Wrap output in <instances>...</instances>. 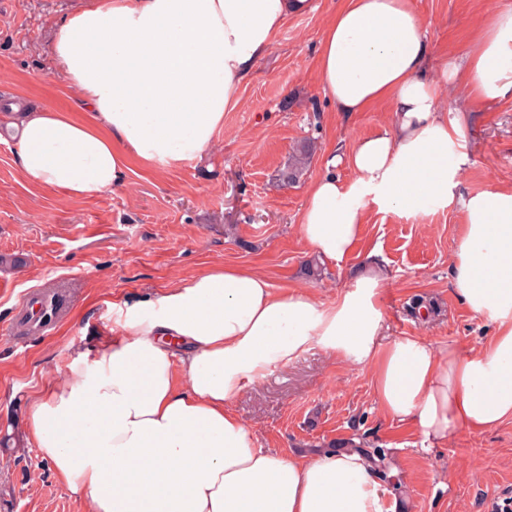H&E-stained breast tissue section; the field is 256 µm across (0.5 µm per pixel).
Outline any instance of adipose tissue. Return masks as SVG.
<instances>
[{
    "mask_svg": "<svg viewBox=\"0 0 512 512\" xmlns=\"http://www.w3.org/2000/svg\"><path fill=\"white\" fill-rule=\"evenodd\" d=\"M311 0H86L53 33L54 58L82 114L12 110L23 178L65 197L123 186L129 163L157 172L213 146L224 114L289 17ZM413 0H344L320 40L319 82L339 112L390 100V120L331 153L299 217L331 265L353 255L366 206L458 203L456 297L493 326L462 350L388 339L382 268L369 262L332 304L224 264L129 306L95 354L79 353L23 414L38 456L88 512H397L358 450L263 448L235 411L273 368L318 348L369 369L382 413L423 449L512 421V187L460 192L463 119L438 110L465 80L481 101L512 94V5L487 16L470 54L426 69ZM350 169L343 184L336 167Z\"/></svg>",
    "mask_w": 512,
    "mask_h": 512,
    "instance_id": "obj_1",
    "label": "adipose tissue"
}]
</instances>
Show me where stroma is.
<instances>
[{
    "label": "stroma",
    "mask_w": 512,
    "mask_h": 512,
    "mask_svg": "<svg viewBox=\"0 0 512 512\" xmlns=\"http://www.w3.org/2000/svg\"><path fill=\"white\" fill-rule=\"evenodd\" d=\"M499 0H414L430 43L428 69L438 74L471 49L487 10ZM83 0H0V115L13 104L73 110L76 96L51 53L55 25ZM313 12L289 18L225 113L214 150L164 174L132 163L123 187L65 200L22 177L15 142L0 128V512H84L50 462L33 450L19 419L25 404L67 372L77 353H95L110 336L118 308L154 296L214 263L267 272L276 287L314 286L324 303L347 288L358 264L376 252L387 281L390 338L423 336L470 348L493 328L453 294L450 266L461 233L458 205L424 210L368 204L355 253L324 265L308 281L313 255L300 238L299 216L310 183L328 154L386 124L383 101L365 112H337L318 82V47L339 0H313ZM446 118L463 112L467 191L512 186V97L473 100L462 82L439 98ZM310 142L299 181L279 173L295 147ZM59 292L61 314L42 336L5 332L25 295ZM422 299L428 319L412 311ZM259 444L284 452L314 451L342 439L388 451L387 472L409 512H512V422L455 435L423 450L417 430L379 409L367 371L314 349L278 367L235 404Z\"/></svg>",
    "instance_id": "stroma-1"
}]
</instances>
